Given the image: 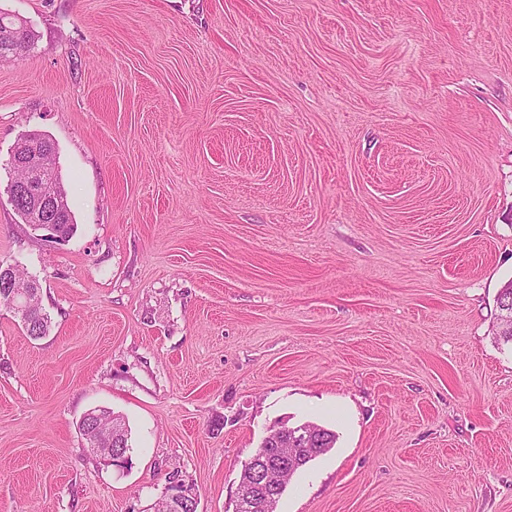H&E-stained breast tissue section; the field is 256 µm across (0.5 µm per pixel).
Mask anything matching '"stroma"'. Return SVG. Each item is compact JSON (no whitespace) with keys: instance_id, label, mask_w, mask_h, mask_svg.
Masks as SVG:
<instances>
[{"instance_id":"obj_1","label":"stroma","mask_w":512,"mask_h":512,"mask_svg":"<svg viewBox=\"0 0 512 512\" xmlns=\"http://www.w3.org/2000/svg\"><path fill=\"white\" fill-rule=\"evenodd\" d=\"M0 512H232L275 423L336 444L276 512H512V0H0ZM50 137L76 233L22 223ZM122 415L129 463L78 425ZM5 29L15 30L18 38L26 42L28 47L34 44L35 34L25 20L20 19L17 15L0 11V32ZM13 272L12 266H7L5 268L0 269V277L4 279H9ZM28 279H22L14 270L12 277L9 281H0V304L5 305L7 307L12 308L16 314H20V310L18 308L22 296L17 294L25 290H32V292H38L39 298L37 299L38 304L40 302V288H36L37 284L35 280L32 279L30 282L31 288H25ZM170 480L169 494L166 496L167 512H193L191 510L192 503L185 505L184 510L182 508L187 499L193 500L197 504L195 496L190 491L184 489V485L175 477L170 478Z\"/></svg>"}]
</instances>
